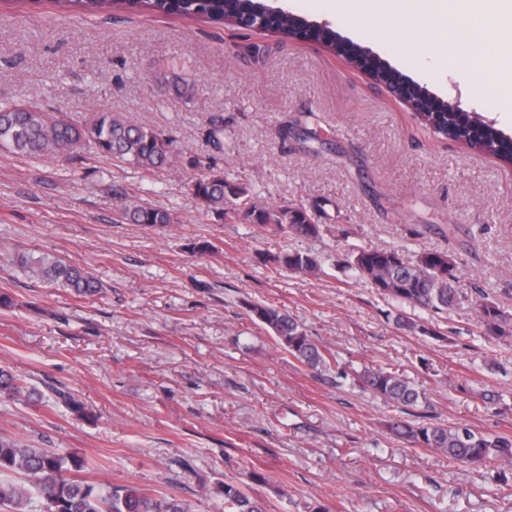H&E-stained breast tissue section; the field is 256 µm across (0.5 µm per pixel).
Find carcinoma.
Listing matches in <instances>:
<instances>
[{
  "instance_id": "carcinoma-1",
  "label": "carcinoma",
  "mask_w": 512,
  "mask_h": 512,
  "mask_svg": "<svg viewBox=\"0 0 512 512\" xmlns=\"http://www.w3.org/2000/svg\"><path fill=\"white\" fill-rule=\"evenodd\" d=\"M68 13H93L106 9L175 16L206 23L238 27L246 14L260 7L255 0H56ZM481 145L486 153L512 163V137L493 125L484 126ZM115 162L144 171L173 165L172 141L156 130L131 123L108 109H100L79 123L64 117L48 116L34 101L0 104V148L29 157L65 154L77 157L85 143ZM192 165L201 173L189 180V190L197 201L218 219L227 223L246 221L268 234L283 238L319 239L324 232L319 223L320 205L267 207L240 182L224 176V171L197 159ZM120 198L117 220L164 228L174 222L172 214L161 208ZM277 270L319 277L326 274V259L319 253L288 250L266 258ZM352 277L370 284L377 293L402 309L395 317L399 328L433 338L437 333L422 320L406 315L404 309L434 313L451 310L458 303L461 263L446 252L423 250L407 261L396 249L354 246L338 261ZM16 267L30 280L69 289L73 294L92 298L102 285L89 272L73 266L52 253H23ZM481 326L494 338L512 339V320L496 303L477 300ZM251 319L265 325L278 344L298 363L319 372L336 371L348 379L346 364L326 344L308 336L303 326L287 312L266 302H247ZM358 380L374 396L406 414L418 406L422 396L407 377L384 368H368L356 373ZM27 394L38 398L24 379L0 367V395ZM391 429L407 438L414 447L444 453L465 466L480 467L495 459L512 465V436L483 433L467 425H447L435 420H399ZM84 467L77 452L58 448H36L19 440L0 436V512H192L183 500L154 496L135 486L103 488L75 479ZM222 501V512H263L259 500L245 486L225 482L214 491Z\"/></svg>"
}]
</instances>
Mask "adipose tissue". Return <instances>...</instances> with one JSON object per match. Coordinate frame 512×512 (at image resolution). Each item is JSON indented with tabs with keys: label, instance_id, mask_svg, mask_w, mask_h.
<instances>
[{
	"label": "adipose tissue",
	"instance_id": "obj_1",
	"mask_svg": "<svg viewBox=\"0 0 512 512\" xmlns=\"http://www.w3.org/2000/svg\"><path fill=\"white\" fill-rule=\"evenodd\" d=\"M349 12L365 16L401 8L420 18L437 42L446 47V62L452 66L467 65L471 57L493 55L494 70L481 74L472 91L494 110L512 108V79L503 81V74L512 76V0H339ZM477 15L481 27L464 25V18Z\"/></svg>",
	"mask_w": 512,
	"mask_h": 512
}]
</instances>
